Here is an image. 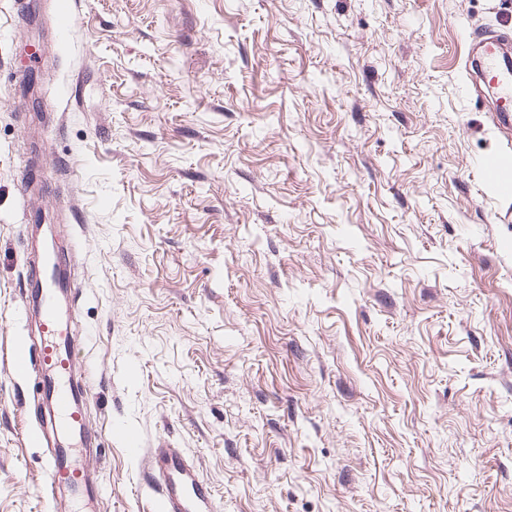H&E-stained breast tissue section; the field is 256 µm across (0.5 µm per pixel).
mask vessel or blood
<instances>
[{"label":"vessel or blood","mask_w":512,"mask_h":512,"mask_svg":"<svg viewBox=\"0 0 512 512\" xmlns=\"http://www.w3.org/2000/svg\"><path fill=\"white\" fill-rule=\"evenodd\" d=\"M469 61L478 64L474 86L477 91L491 95L495 103L497 129L512 126V52L506 51L496 35H476L468 48ZM27 286L35 298L40 316L41 345L38 360L16 353L13 367L19 373H36L43 378V399L51 407L58 422L68 434L93 445L95 435L86 427L80 403L83 394L70 382L77 354L76 344L60 312L58 296L69 290L68 266L61 258L47 255L34 263V272ZM130 456L141 459L161 486V512H219L220 505L213 490L197 469L176 448L143 450L136 431L126 432L123 439ZM73 450L55 447L46 457L50 488H66L94 500L98 488L87 471L75 467Z\"/></svg>","instance_id":"obj_1"}]
</instances>
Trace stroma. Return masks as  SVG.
<instances>
[{
    "label": "stroma",
    "mask_w": 512,
    "mask_h": 512,
    "mask_svg": "<svg viewBox=\"0 0 512 512\" xmlns=\"http://www.w3.org/2000/svg\"><path fill=\"white\" fill-rule=\"evenodd\" d=\"M0 0V512L46 487L34 220L70 266L93 512H512V151L469 93L496 0ZM128 454L141 458L161 485L160 512H218L223 509L213 490L178 448H150L142 456V441L136 431L123 439Z\"/></svg>",
    "instance_id": "35a3bbf8"
}]
</instances>
